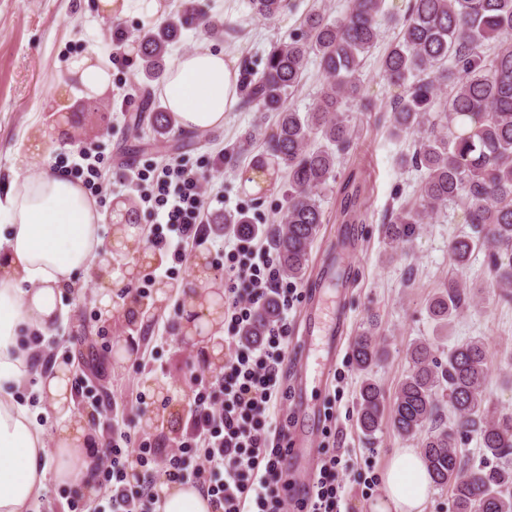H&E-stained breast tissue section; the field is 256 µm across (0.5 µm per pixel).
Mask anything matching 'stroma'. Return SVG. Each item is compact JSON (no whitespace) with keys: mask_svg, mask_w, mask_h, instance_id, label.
<instances>
[{"mask_svg":"<svg viewBox=\"0 0 512 512\" xmlns=\"http://www.w3.org/2000/svg\"><path fill=\"white\" fill-rule=\"evenodd\" d=\"M208 16L236 23L237 33L210 36L200 27L185 26L168 54L169 60L207 44L231 51L238 58L242 74L262 69L272 42L287 38L297 28L300 17L313 8L339 15L347 0H288L289 6L274 20L254 16L248 0H202ZM409 0H386L388 19L381 22L379 49L373 50L361 70L366 93L377 110L391 104L396 91L378 75L381 49L390 44L397 30L394 19L402 17ZM146 24L135 16L123 17L112 25L99 14L97 0H0V195L15 177H33L50 163L64 164L72 148L99 150L104 155L106 177L111 188L97 203L103 214V234L111 236L113 214L118 205L133 196L122 181L129 168L161 160L162 156L183 157L190 164L224 184V201L212 204V215L242 210L266 233L276 229L277 205L283 201L285 179L274 170L269 188L260 194L245 187V175L264 153V142L271 132L268 114L237 105L224 116L222 127L187 131L173 127L168 147L159 153L149 148L153 139L149 122L140 120L139 76L135 38ZM126 35L124 53L127 69H113L112 85L104 94L89 99L61 84L65 62L73 55L96 49L103 61H110L114 30ZM127 105H119L121 96ZM356 139L337 165L340 184H348L356 197L352 210H343L338 189L326 192L322 207L327 216L312 249L303 293L316 288V271L321 260L336 251L343 235H350V284L345 290L346 327L338 362L347 366L343 398L337 405L338 446L355 469L373 468L382 472L389 456L399 448L416 447L413 439L399 437L390 421H383L373 437H365L356 424V402L361 376L350 364L357 334L375 324L387 355L370 372L386 395H393L409 374L406 356L415 340L435 339L439 352L456 344L482 340L488 347L487 398L497 413L512 415V302L499 300L491 286L486 251L475 252L463 270H455L448 259V243L469 232L460 206L441 210L435 219L419 225L411 241L399 251H391L384 237V226L401 204L411 200L421 173L413 165H400L399 157L412 154L410 141L394 140L374 123L372 113L356 115ZM57 131L58 147L51 158L31 155L30 133L35 128ZM131 258L116 256L110 280L80 272L73 288L64 295L66 314L56 323L53 336L42 339L37 368H67L71 381L85 379L101 397L102 412L89 415L82 396H75L72 417L90 419L99 438H106L112 426L127 424L132 416L130 401L136 392H145L161 411L160 426L140 427L142 437L165 449L182 428L186 404L192 399L190 354L181 341L177 314L186 288L195 286L193 264H176L170 254L158 252L136 281L150 288L156 270L167 271L170 290L162 309L150 321L135 320L130 297L121 293L124 283L121 265ZM458 276L474 294L466 302L446 337H437L427 304L440 284ZM112 300V322H98L95 314L103 298ZM134 349L117 362L113 344ZM173 388V401L155 393L153 380Z\"/></svg>","mask_w":512,"mask_h":512,"instance_id":"stroma-1","label":"stroma"}]
</instances>
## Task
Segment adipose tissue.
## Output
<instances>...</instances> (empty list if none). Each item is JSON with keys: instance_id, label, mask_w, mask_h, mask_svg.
Listing matches in <instances>:
<instances>
[{"instance_id": "ef3b65f1", "label": "adipose tissue", "mask_w": 512, "mask_h": 512, "mask_svg": "<svg viewBox=\"0 0 512 512\" xmlns=\"http://www.w3.org/2000/svg\"><path fill=\"white\" fill-rule=\"evenodd\" d=\"M64 77L88 98L112 85L111 70L92 49L70 58ZM158 87L183 129L221 127L225 112L240 99L238 60L202 47L180 56ZM102 220L79 180L49 167L36 177L13 180L0 196V512H31L51 483L77 488L89 498L98 493L94 433L76 424L46 434L14 392L33 376L41 403L64 412L72 404L68 378L57 369L33 371L21 339L27 331L50 334L76 273L107 277ZM382 482L385 497L374 512H424L432 480L416 449L397 450ZM156 512H211V507L198 487L165 483Z\"/></svg>"}]
</instances>
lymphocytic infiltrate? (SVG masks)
I'll return each mask as SVG.
<instances>
[{
  "instance_id": "obj_1",
  "label": "lymphocytic infiltrate",
  "mask_w": 512,
  "mask_h": 512,
  "mask_svg": "<svg viewBox=\"0 0 512 512\" xmlns=\"http://www.w3.org/2000/svg\"><path fill=\"white\" fill-rule=\"evenodd\" d=\"M71 169L91 195H101L106 182L99 151L77 148ZM127 188L137 191L155 230L152 248L189 259L188 246L206 241L209 207L224 194L185 158L129 169ZM220 271L224 277V367L215 377L193 378L194 399L186 424L174 438L162 471L170 482L192 484L210 499L213 512H342L353 486L344 474L348 463L336 446L335 414H328L315 482L307 500L290 492L284 466L285 440L292 415L283 406L291 390L282 366L292 341L290 314L302 300L297 286L283 280L274 249L253 237H235ZM275 298L279 317L257 344L242 340L239 330L254 318L268 298ZM136 456L141 467L155 463L157 451L132 428L108 436L104 461L95 470L109 493L98 512H155L152 485L127 481L126 463Z\"/></svg>"
}]
</instances>
